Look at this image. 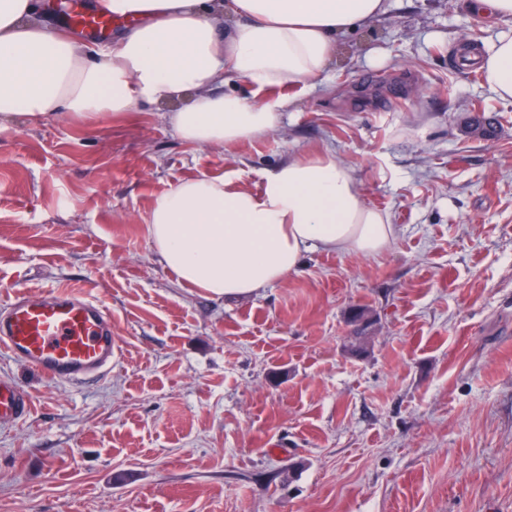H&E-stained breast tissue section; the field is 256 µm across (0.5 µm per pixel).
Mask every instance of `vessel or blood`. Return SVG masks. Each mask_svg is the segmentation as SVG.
I'll return each mask as SVG.
<instances>
[{"mask_svg": "<svg viewBox=\"0 0 512 512\" xmlns=\"http://www.w3.org/2000/svg\"><path fill=\"white\" fill-rule=\"evenodd\" d=\"M66 22L96 38L112 26L108 15L86 8L84 0H70ZM0 350L56 380L101 378L111 372L115 356L112 316L81 291L17 292L0 303ZM30 411L27 392L0 377V425L19 423Z\"/></svg>", "mask_w": 512, "mask_h": 512, "instance_id": "1", "label": "vessel or blood"}]
</instances>
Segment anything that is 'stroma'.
I'll use <instances>...</instances> for the list:
<instances>
[{
    "label": "stroma",
    "mask_w": 512,
    "mask_h": 512,
    "mask_svg": "<svg viewBox=\"0 0 512 512\" xmlns=\"http://www.w3.org/2000/svg\"><path fill=\"white\" fill-rule=\"evenodd\" d=\"M511 32L390 0L277 134L221 153L156 104L1 126L0 302L89 291L118 353L74 388L0 352L32 399L0 427V512H512V102L455 53ZM317 153L352 166L388 248L315 250L233 299L165 268L146 220L173 185L255 192Z\"/></svg>",
    "instance_id": "stroma-1"
}]
</instances>
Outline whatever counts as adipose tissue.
<instances>
[{
	"mask_svg": "<svg viewBox=\"0 0 512 512\" xmlns=\"http://www.w3.org/2000/svg\"><path fill=\"white\" fill-rule=\"evenodd\" d=\"M95 8L135 25L90 56L77 36L47 23L37 0H0V123L98 120L152 102L168 104L164 120L193 145L269 136L293 105L272 89L322 82L340 38L385 14L387 0H97ZM466 60L512 101V35ZM229 76L254 98L220 92ZM147 227L179 283L224 297L284 278L312 249L373 254L394 238L351 170L328 155L288 158L257 192L217 177L178 182Z\"/></svg>",
	"mask_w": 512,
	"mask_h": 512,
	"instance_id": "ef3b65f1",
	"label": "adipose tissue"
}]
</instances>
